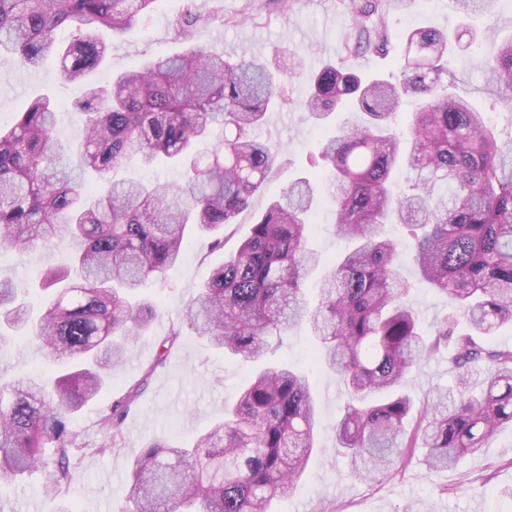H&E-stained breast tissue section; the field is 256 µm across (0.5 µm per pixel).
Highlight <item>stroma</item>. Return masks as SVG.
I'll use <instances>...</instances> for the list:
<instances>
[{
    "label": "stroma",
    "mask_w": 512,
    "mask_h": 512,
    "mask_svg": "<svg viewBox=\"0 0 512 512\" xmlns=\"http://www.w3.org/2000/svg\"><path fill=\"white\" fill-rule=\"evenodd\" d=\"M186 0H159L155 9L137 27L112 44L107 63L91 73L93 81H111L114 74L134 69L160 54L180 51L172 22ZM381 16L391 42L418 26L448 32L463 23L448 0L426 4L425 0H382ZM203 17L194 29L195 44L219 53L246 51L266 63L281 52H296L304 58V74L285 82L287 105L271 110L258 128L261 138L281 144L280 168L262 194L238 217L225 237L224 248L211 250L205 236H192L185 261L165 277L150 284L144 293L156 300L159 309L145 335L129 345L123 363L112 372V386L101 398L107 405L127 391L138 379L148 386L124 424L125 445L121 451L107 449L97 427L100 406L79 412L75 425L82 431L92 454L76 462V478L70 490L73 512H117L127 492L126 462L130 454L155 439L189 441L209 429L226 405L232 404L246 382L248 363L208 349L191 331H184L163 366H154L159 340L184 309L196 298L212 268L233 251L265 208L296 177L313 174L309 162L319 144L336 127L359 122L358 113L334 112L325 125L315 124L297 105L309 85L308 76L327 61H338L342 37L355 26L354 16L342 0H197ZM479 55L458 53L452 69L458 91L497 127L512 125V112L494 109L496 89L486 82L481 57L493 55L501 40L512 34V0H493L490 12L476 20ZM82 88L63 80L55 60L38 69L18 67L13 55H0V125H11L37 95H50L57 103V130L63 148H71L83 135L80 116L71 105ZM336 214L329 197L315 208L311 250L328 260L347 251L350 244L336 233ZM400 239L403 275L413 284L409 300L423 326L442 320L449 312L448 298L422 282L411 262L410 241L397 225L386 227ZM70 243L55 239L48 247L29 254H0V275L11 277L21 288L39 291L41 272L63 262ZM278 357L307 371L311 378L320 425L315 450L307 470L292 496L272 503L273 512H512V500L502 497L512 487V426L495 432L477 453L463 458L456 468L431 469L422 464V451L398 474L383 473L365 480L352 473L345 457L337 454L332 427L343 403L342 387L325 365L314 362L313 342L306 324L288 329L287 343ZM449 350H442L422 364L407 379L406 389L416 402L426 401L435 389L452 387L455 373ZM44 361L34 343H17L0 350V377L9 379L37 370ZM56 505L38 488L37 478L0 485V512H54Z\"/></svg>",
    "instance_id": "35a3bbf8"
}]
</instances>
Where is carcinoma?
I'll use <instances>...</instances> for the list:
<instances>
[{
  "mask_svg": "<svg viewBox=\"0 0 512 512\" xmlns=\"http://www.w3.org/2000/svg\"><path fill=\"white\" fill-rule=\"evenodd\" d=\"M464 14L483 13L489 0H452ZM157 0H0V51L24 69L51 57L63 77L83 84L73 103L85 135L77 162L63 161L56 105L33 99L0 127V252L29 253L64 236L70 263L47 268L41 289L53 298L35 320L18 303L13 281L0 276V349L12 334L39 342L50 370L0 382V478L42 475L41 490L56 512H72V460L90 451L74 414L94 401L130 341L153 316L132 303L141 289L184 258L189 232L217 235L237 223L274 175L279 148L251 136L268 110L282 104L279 88L300 75L246 54L221 55L190 44L200 21L194 0L172 23L188 49L153 58L106 85L85 84L105 64L112 41L150 13ZM361 53L366 20L380 0H347ZM72 30L60 48V29ZM475 33L419 28L402 37L399 78L369 79L341 63L310 78L299 106L321 122L349 105L365 121L319 148V175L336 202V228L356 242L326 266L319 303L305 286L319 259L306 247L313 229L316 187L298 177L251 225L236 250L213 267L178 326L158 344L150 370L164 364L187 327L217 351L260 367L242 386L224 418L189 444L152 441L128 461L130 489L118 512H270L306 470L318 421L308 377L286 363H269L288 328L306 323L321 360L345 388L336 422V448L367 479L408 463L451 469L486 439L512 424V346H487L512 324V139H502L487 113L455 89L453 53L471 48ZM491 83L512 104V37L485 62ZM420 100L409 136L397 124L404 98ZM210 142L201 153L198 146ZM137 157L151 166L163 156L183 163L178 183L115 180L112 170ZM99 176V195L84 185ZM416 173L409 191L394 185ZM437 183L454 187L451 201L434 196ZM398 224L412 240L422 280L452 308L435 329H421L408 303L412 284L400 271L397 240L383 233ZM451 344L455 392L417 412L400 390L406 375ZM147 379L99 410V432L122 449L124 423Z\"/></svg>",
  "mask_w": 512,
  "mask_h": 512,
  "instance_id": "1",
  "label": "carcinoma"
}]
</instances>
